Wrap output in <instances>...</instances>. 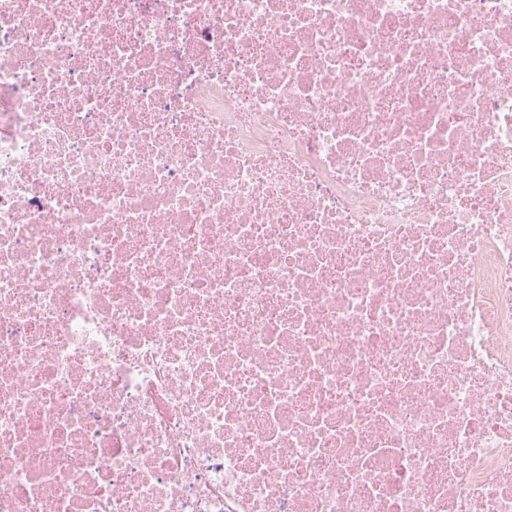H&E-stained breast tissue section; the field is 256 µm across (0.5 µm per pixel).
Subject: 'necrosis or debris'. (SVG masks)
Segmentation results:
<instances>
[{
    "instance_id": "4bbe7bcc",
    "label": "necrosis or debris",
    "mask_w": 512,
    "mask_h": 512,
    "mask_svg": "<svg viewBox=\"0 0 512 512\" xmlns=\"http://www.w3.org/2000/svg\"><path fill=\"white\" fill-rule=\"evenodd\" d=\"M0 512H512V0H0Z\"/></svg>"
}]
</instances>
